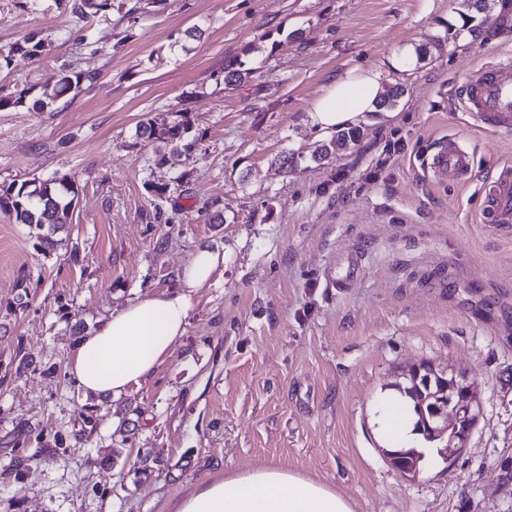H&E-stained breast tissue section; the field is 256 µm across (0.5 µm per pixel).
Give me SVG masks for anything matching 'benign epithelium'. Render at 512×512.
I'll return each mask as SVG.
<instances>
[{
	"instance_id": "obj_1",
	"label": "benign epithelium",
	"mask_w": 512,
	"mask_h": 512,
	"mask_svg": "<svg viewBox=\"0 0 512 512\" xmlns=\"http://www.w3.org/2000/svg\"><path fill=\"white\" fill-rule=\"evenodd\" d=\"M408 376L414 381L411 396L416 403L421 407L430 405V420L424 434L436 441L446 440L438 455L447 462L453 460L464 449L481 413L473 384L424 363L409 370ZM386 458L404 476L414 477L419 472L420 459L416 455L401 460L388 451Z\"/></svg>"
}]
</instances>
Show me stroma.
I'll return each instance as SVG.
<instances>
[{"instance_id":"35a3bbf8","label":"stroma","mask_w":512,"mask_h":512,"mask_svg":"<svg viewBox=\"0 0 512 512\" xmlns=\"http://www.w3.org/2000/svg\"><path fill=\"white\" fill-rule=\"evenodd\" d=\"M504 2L487 0L474 38L458 31L460 0H167L82 24L54 0H0V46L45 42L0 71L1 91L54 83L77 58L99 73L56 110H0V186L79 190L49 252L0 214V512H176L211 479L266 464L329 484L354 512H512V224L479 221L512 130H485L452 93L512 60ZM233 59L247 76L217 83ZM355 66L405 93L349 149L315 158L330 137L308 110ZM146 119L192 126L181 183L137 137ZM442 136L472 153L467 182L427 173ZM204 248L224 262L192 289L169 358L121 396L84 392L67 370L76 329L178 290ZM420 362L474 382L482 414L452 462L407 480L383 455L379 413Z\"/></svg>"}]
</instances>
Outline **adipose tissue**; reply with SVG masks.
<instances>
[{
    "label": "adipose tissue",
    "mask_w": 512,
    "mask_h": 512,
    "mask_svg": "<svg viewBox=\"0 0 512 512\" xmlns=\"http://www.w3.org/2000/svg\"><path fill=\"white\" fill-rule=\"evenodd\" d=\"M379 93L378 73L351 68L313 102L310 121L325 133L363 124ZM223 261L222 255L210 250L195 252L182 269V291L140 298L77 340L67 368L79 386L117 397L147 378L185 333L192 308L190 289L206 284ZM409 406L407 398L397 396L381 412L380 423L392 449L414 441L407 420ZM177 512H353V507L326 483L265 465L212 479L184 498Z\"/></svg>",
    "instance_id": "adipose-tissue-1"
}]
</instances>
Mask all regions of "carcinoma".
<instances>
[{"label": "carcinoma", "instance_id": "1", "mask_svg": "<svg viewBox=\"0 0 512 512\" xmlns=\"http://www.w3.org/2000/svg\"><path fill=\"white\" fill-rule=\"evenodd\" d=\"M462 3L464 11L460 16L463 25L455 34L459 35L465 30L473 36L480 28L479 25L472 24V21L476 19V15L486 10V0H462ZM62 6L68 9L77 21L83 22L112 9V0H62ZM43 48L44 42L33 34L7 49H0V69L10 67L19 58L34 61L41 57ZM246 75L247 70L243 69V63L238 60L224 66L223 81L227 85L242 81ZM97 79L98 72L94 69L68 65L60 70L55 85L44 87L38 96L30 99L28 93L24 91L16 96H0V108L23 107L29 111L44 112L67 102V98L83 84H92ZM403 94L404 89L400 86L386 90L376 103L377 111L395 107ZM138 133L142 138L165 144V149L158 151L154 159L155 165L161 167L177 168L180 165V158L194 146V142L188 141L191 127L184 122L162 128L150 122H143L139 125ZM360 134L358 127L338 131L332 136L330 143L319 146L315 154L326 156L331 150H344L355 143ZM78 197V188L72 184L34 177L0 187V213L17 224H29L43 231L39 239L50 249L57 244L54 235L65 228L69 213L76 207Z\"/></svg>", "mask_w": 512, "mask_h": 512}]
</instances>
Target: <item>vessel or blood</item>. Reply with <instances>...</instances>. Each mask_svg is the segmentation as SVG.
I'll use <instances>...</instances> for the list:
<instances>
[{
  "instance_id": "vessel-or-blood-1",
  "label": "vessel or blood",
  "mask_w": 512,
  "mask_h": 512,
  "mask_svg": "<svg viewBox=\"0 0 512 512\" xmlns=\"http://www.w3.org/2000/svg\"><path fill=\"white\" fill-rule=\"evenodd\" d=\"M465 111L490 130L512 128V66L490 65L457 92ZM474 165L473 156L453 140H438L425 167L442 182L462 181ZM485 224H512V167L503 166L490 184L480 211Z\"/></svg>"
}]
</instances>
